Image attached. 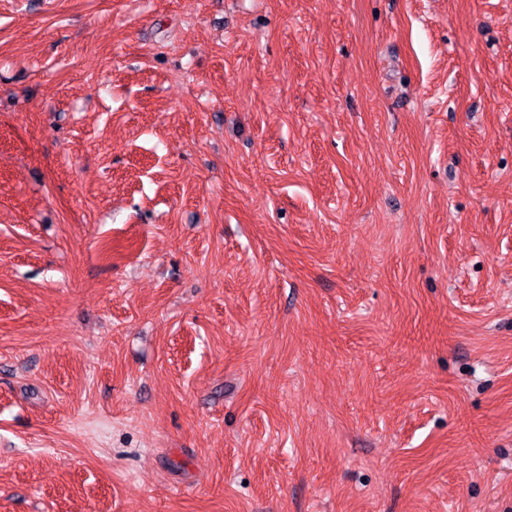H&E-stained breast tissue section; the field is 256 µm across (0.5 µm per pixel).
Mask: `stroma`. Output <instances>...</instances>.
<instances>
[{
	"label": "stroma",
	"instance_id": "35a3bbf8",
	"mask_svg": "<svg viewBox=\"0 0 512 512\" xmlns=\"http://www.w3.org/2000/svg\"><path fill=\"white\" fill-rule=\"evenodd\" d=\"M0 512H512V0H0Z\"/></svg>",
	"mask_w": 512,
	"mask_h": 512
}]
</instances>
